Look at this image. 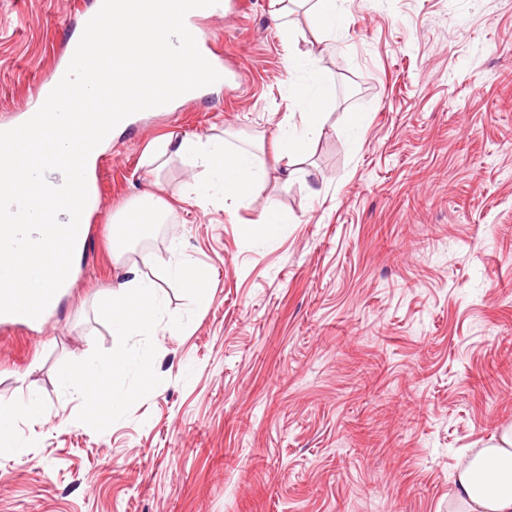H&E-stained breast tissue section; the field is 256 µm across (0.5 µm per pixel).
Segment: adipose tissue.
Segmentation results:
<instances>
[{"instance_id": "ef3b65f1", "label": "adipose tissue", "mask_w": 512, "mask_h": 512, "mask_svg": "<svg viewBox=\"0 0 512 512\" xmlns=\"http://www.w3.org/2000/svg\"><path fill=\"white\" fill-rule=\"evenodd\" d=\"M292 94L302 112V124L295 127L285 122L280 126L279 147L287 161L323 134L324 109L334 98L335 88L325 80L316 79L294 86ZM168 154L202 169L204 177L195 186L200 196L208 195L217 182L225 198L243 201L266 177L258 147L252 142L230 148L220 137L206 140L171 137L150 159L155 162ZM163 215L161 203L153 195L134 200L114 218L115 223L121 224L122 231L112 238L113 252H126L129 234H138L149 225L162 223ZM161 307L156 282L134 265L128 270L127 280L112 289L105 310L112 317L113 335L128 341L137 336L157 335L161 328ZM133 366L145 372L152 369L153 362L149 355L123 351L104 362L62 372L59 384L66 391L80 393L99 417L110 418L137 396L135 389L122 385ZM42 414V402L33 395L12 401L0 400V456L28 455L30 444L18 437V422L24 417L38 419ZM449 507L450 512H512V426L504 428L488 445L460 462Z\"/></svg>"}]
</instances>
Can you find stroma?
Instances as JSON below:
<instances>
[{"instance_id":"1","label":"stroma","mask_w":512,"mask_h":512,"mask_svg":"<svg viewBox=\"0 0 512 512\" xmlns=\"http://www.w3.org/2000/svg\"><path fill=\"white\" fill-rule=\"evenodd\" d=\"M91 0H0V122L35 100ZM291 0L208 20L240 75L144 114L95 166L103 212L45 322L0 320V400L34 394L26 459L0 458V512H448L460 459L512 425V0ZM336 88L329 126L281 175L289 90ZM351 112L361 133L340 131ZM262 143L242 202L201 201L200 169L146 155L169 135ZM143 193L166 220L112 252ZM288 230L246 232L268 209ZM163 289L138 397L94 418L61 372L122 348L103 310L139 256ZM206 273L212 302L170 278ZM313 8L320 23L330 31L343 28L347 23L335 0H315ZM171 276L193 289L192 298L198 309L204 310L210 305L205 277L199 267L189 262H181L172 269Z\"/></svg>"}]
</instances>
